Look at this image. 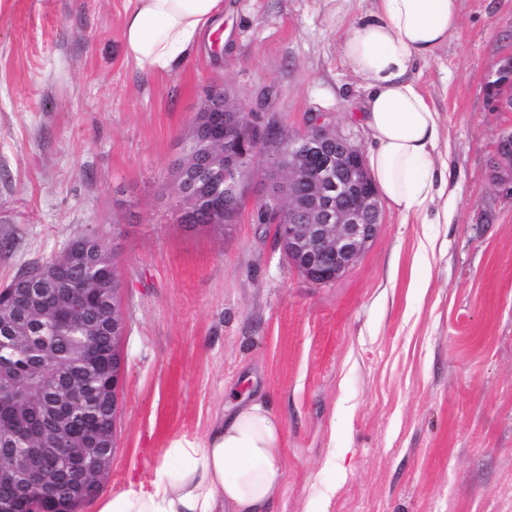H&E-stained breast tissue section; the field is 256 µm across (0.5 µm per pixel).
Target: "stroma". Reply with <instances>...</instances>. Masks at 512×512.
Segmentation results:
<instances>
[{
	"instance_id": "35a3bbf8",
	"label": "stroma",
	"mask_w": 512,
	"mask_h": 512,
	"mask_svg": "<svg viewBox=\"0 0 512 512\" xmlns=\"http://www.w3.org/2000/svg\"><path fill=\"white\" fill-rule=\"evenodd\" d=\"M129 0H0V285L78 235L106 236L124 290L122 407L102 489L148 482L236 394L283 432L280 512H512V193L490 173L487 87L512 53V0H461L417 78L461 186L449 223L382 206L360 259L316 286L256 221L179 222L172 167L213 84L255 122L313 114L367 147L341 22L372 0H224V39L146 75L122 46ZM336 449L328 463V449Z\"/></svg>"
}]
</instances>
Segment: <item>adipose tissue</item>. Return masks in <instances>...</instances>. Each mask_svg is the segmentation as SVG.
I'll return each mask as SVG.
<instances>
[{
  "label": "adipose tissue",
  "mask_w": 512,
  "mask_h": 512,
  "mask_svg": "<svg viewBox=\"0 0 512 512\" xmlns=\"http://www.w3.org/2000/svg\"><path fill=\"white\" fill-rule=\"evenodd\" d=\"M223 12L222 0H132L125 57L146 73L170 71L222 24ZM460 24V0H373L342 32L343 59L366 85L357 111L370 136V175L407 223H447L457 197L441 115L414 70ZM284 482L277 418L266 403L240 396L205 438L170 443L149 488L99 496L96 512H277Z\"/></svg>",
  "instance_id": "adipose-tissue-1"
}]
</instances>
